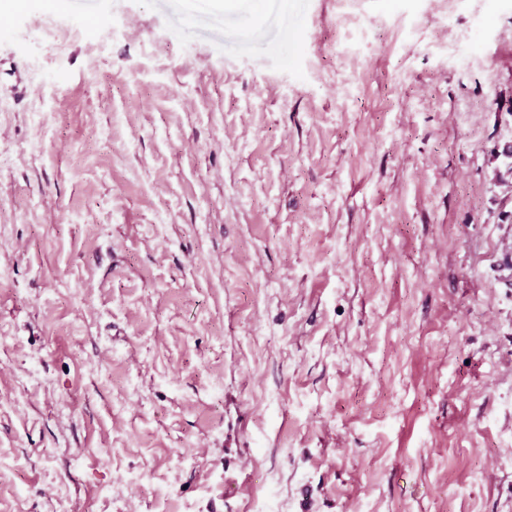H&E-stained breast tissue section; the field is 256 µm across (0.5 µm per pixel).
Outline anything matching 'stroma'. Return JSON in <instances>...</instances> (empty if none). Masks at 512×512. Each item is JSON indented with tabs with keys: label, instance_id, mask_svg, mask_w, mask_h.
Segmentation results:
<instances>
[{
	"label": "stroma",
	"instance_id": "35a3bbf8",
	"mask_svg": "<svg viewBox=\"0 0 512 512\" xmlns=\"http://www.w3.org/2000/svg\"><path fill=\"white\" fill-rule=\"evenodd\" d=\"M512 0L0 12V512H512Z\"/></svg>",
	"mask_w": 512,
	"mask_h": 512
}]
</instances>
